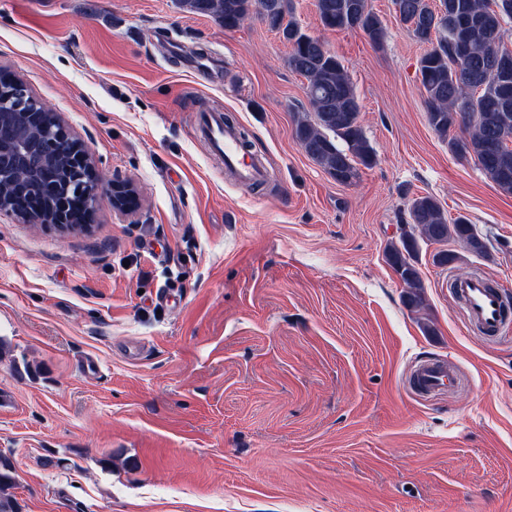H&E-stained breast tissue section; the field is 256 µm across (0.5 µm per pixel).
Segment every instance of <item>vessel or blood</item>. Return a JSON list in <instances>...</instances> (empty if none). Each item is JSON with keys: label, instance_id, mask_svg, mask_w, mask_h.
<instances>
[{"label": "vessel or blood", "instance_id": "1", "mask_svg": "<svg viewBox=\"0 0 512 512\" xmlns=\"http://www.w3.org/2000/svg\"><path fill=\"white\" fill-rule=\"evenodd\" d=\"M195 135L210 150L223 158L225 166L241 182L266 180L268 170L262 160L246 155L239 144L237 131L226 124L220 111L202 112L196 117ZM454 295L465 310L468 327L489 336H497L512 324V313L504 302V290L479 274L455 278L451 283ZM459 375L444 360L426 361L414 369L410 383L422 393L439 395L454 387Z\"/></svg>", "mask_w": 512, "mask_h": 512}]
</instances>
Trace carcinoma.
I'll return each mask as SVG.
<instances>
[{
  "instance_id": "1",
  "label": "carcinoma",
  "mask_w": 512,
  "mask_h": 512,
  "mask_svg": "<svg viewBox=\"0 0 512 512\" xmlns=\"http://www.w3.org/2000/svg\"><path fill=\"white\" fill-rule=\"evenodd\" d=\"M289 0H178L179 7L208 16L226 30L240 27L258 10L290 46L288 68L308 80L311 111L294 116L301 150L337 183L350 185L359 167L370 168L376 152L359 123L360 104L342 60L316 37L285 21ZM396 15L429 49L418 62L426 116L449 150L472 157L504 192L512 193V48L505 46L503 22L512 18V0H393ZM328 30L358 29L371 42L385 31L367 0H316ZM465 129L458 136L455 130ZM411 232L386 250L388 264L406 288V303L423 305L424 285L417 268L419 240L460 243L481 255L485 244L468 218L448 216L437 199L417 196L407 203ZM11 456L0 453V512H22L16 497Z\"/></svg>"
}]
</instances>
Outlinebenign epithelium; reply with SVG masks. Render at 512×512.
Wrapping results in <instances>:
<instances>
[{"instance_id":"benign-epithelium-1","label":"benign epithelium","mask_w":512,"mask_h":512,"mask_svg":"<svg viewBox=\"0 0 512 512\" xmlns=\"http://www.w3.org/2000/svg\"><path fill=\"white\" fill-rule=\"evenodd\" d=\"M14 89L0 96V172L8 173L15 179L17 191L27 196L24 220L35 224H53L60 228L79 227L70 225L71 217L65 200L61 199L51 210L46 208L48 200L56 192V180L60 177L56 165L57 157L69 147L77 152L81 165L87 166L90 182H74L76 194L87 199V214H92L100 200L107 180L103 174L88 162L84 146L74 138L56 115H51L52 124L44 123V108L31 97L25 83L11 76ZM25 121L41 131V134L24 148L12 141L11 130L15 123ZM110 194L114 209L126 213L131 210L135 198L134 185L130 182L112 183Z\"/></svg>"}]
</instances>
